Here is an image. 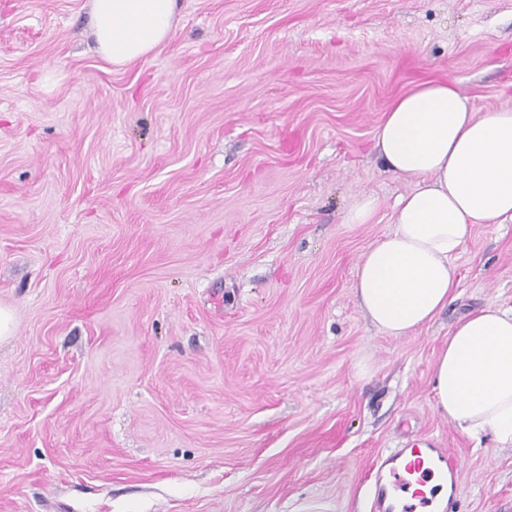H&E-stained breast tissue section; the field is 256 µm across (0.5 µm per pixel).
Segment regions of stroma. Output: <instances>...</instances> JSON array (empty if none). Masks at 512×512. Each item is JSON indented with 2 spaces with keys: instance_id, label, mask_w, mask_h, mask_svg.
Instances as JSON below:
<instances>
[{
  "instance_id": "stroma-1",
  "label": "stroma",
  "mask_w": 512,
  "mask_h": 512,
  "mask_svg": "<svg viewBox=\"0 0 512 512\" xmlns=\"http://www.w3.org/2000/svg\"><path fill=\"white\" fill-rule=\"evenodd\" d=\"M179 5L120 66L90 0H0V512H371L373 460L425 439L456 512H512V447L433 397L457 321L512 307V223L414 334L353 289L413 185L375 127L423 78L512 108V0ZM377 206L378 203L375 198L364 196L346 214L345 222L347 224H365L372 218Z\"/></svg>"
}]
</instances>
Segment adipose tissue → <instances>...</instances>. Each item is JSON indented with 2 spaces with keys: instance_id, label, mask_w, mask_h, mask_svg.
Instances as JSON below:
<instances>
[{
  "instance_id": "obj_1",
  "label": "adipose tissue",
  "mask_w": 512,
  "mask_h": 512,
  "mask_svg": "<svg viewBox=\"0 0 512 512\" xmlns=\"http://www.w3.org/2000/svg\"><path fill=\"white\" fill-rule=\"evenodd\" d=\"M178 0H92L91 33L106 61L148 58L172 36ZM374 147L387 170L413 178L394 229L364 254L354 282L370 321L392 337L424 327L459 285L456 255L478 224L512 223V108L474 111L449 79L395 98ZM435 408L472 438L512 447V310L459 321L433 365Z\"/></svg>"
}]
</instances>
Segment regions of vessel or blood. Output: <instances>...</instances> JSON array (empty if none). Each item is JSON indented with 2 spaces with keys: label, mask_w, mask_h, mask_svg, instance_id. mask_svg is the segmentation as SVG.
<instances>
[{
  "label": "vessel or blood",
  "mask_w": 512,
  "mask_h": 512,
  "mask_svg": "<svg viewBox=\"0 0 512 512\" xmlns=\"http://www.w3.org/2000/svg\"><path fill=\"white\" fill-rule=\"evenodd\" d=\"M410 454V461L404 465L395 455L372 464L374 512H415L416 507H429L432 500L423 487L436 472L447 481L449 489H456L458 470L450 449L430 443L423 449H411Z\"/></svg>",
  "instance_id": "b4317fda"
}]
</instances>
